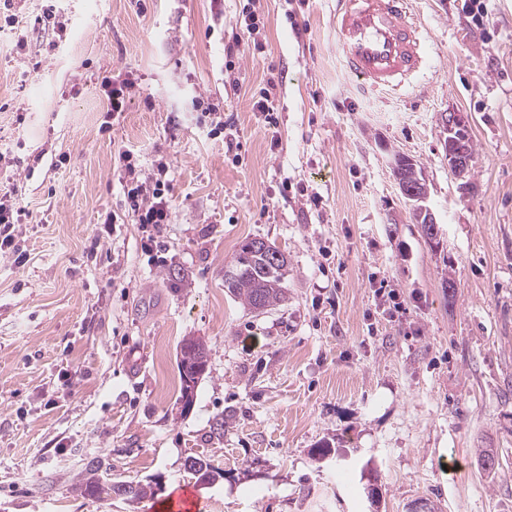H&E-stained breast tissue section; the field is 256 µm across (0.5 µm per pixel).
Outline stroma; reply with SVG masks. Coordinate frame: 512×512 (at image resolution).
Segmentation results:
<instances>
[{"instance_id":"1","label":"stroma","mask_w":512,"mask_h":512,"mask_svg":"<svg viewBox=\"0 0 512 512\" xmlns=\"http://www.w3.org/2000/svg\"><path fill=\"white\" fill-rule=\"evenodd\" d=\"M463 3L411 0L428 69L398 94L346 72L336 0H260L230 72L239 0L0 5V181L28 211L25 264L0 253V512H158L185 486L197 512H371L370 470L381 512H512V0H488L481 28ZM112 74L133 83L117 118ZM269 82L271 129L253 108ZM445 112L473 144L461 180ZM398 153L425 174L438 243L400 193ZM128 163L167 171L153 253L132 220L105 221ZM247 238L288 257V298L263 314L224 287ZM190 337L208 363L185 411ZM190 456L223 479L200 485ZM95 457L154 497L81 496Z\"/></svg>"}]
</instances>
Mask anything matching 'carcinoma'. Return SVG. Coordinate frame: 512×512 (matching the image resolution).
I'll return each instance as SVG.
<instances>
[{
  "label": "carcinoma",
  "instance_id": "1",
  "mask_svg": "<svg viewBox=\"0 0 512 512\" xmlns=\"http://www.w3.org/2000/svg\"><path fill=\"white\" fill-rule=\"evenodd\" d=\"M288 258L278 247L262 239H246L230 261L224 265V288L254 313H264L279 305L286 297ZM179 367L182 384L197 382L203 371L196 370L199 361L206 358L204 345L194 338L184 340L181 346ZM104 463L91 460L78 474L75 489L85 497H97L104 487L96 474ZM112 493L126 500L140 501L154 494L152 486L125 481H114Z\"/></svg>",
  "mask_w": 512,
  "mask_h": 512
}]
</instances>
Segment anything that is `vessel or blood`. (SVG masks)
<instances>
[{
  "label": "vessel or blood",
  "mask_w": 512,
  "mask_h": 512,
  "mask_svg": "<svg viewBox=\"0 0 512 512\" xmlns=\"http://www.w3.org/2000/svg\"><path fill=\"white\" fill-rule=\"evenodd\" d=\"M337 53L372 90H392L425 65L426 34L410 0H336Z\"/></svg>",
  "instance_id": "obj_1"
}]
</instances>
